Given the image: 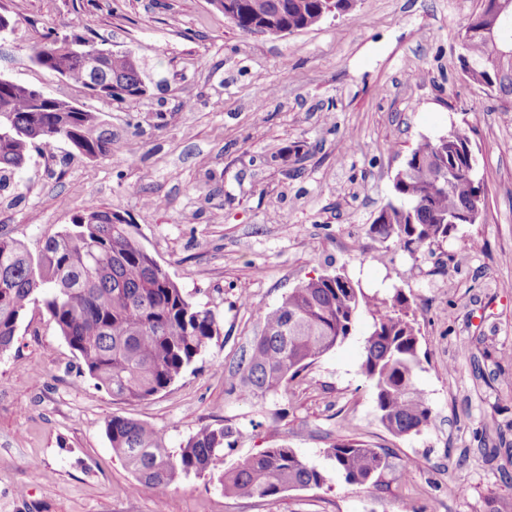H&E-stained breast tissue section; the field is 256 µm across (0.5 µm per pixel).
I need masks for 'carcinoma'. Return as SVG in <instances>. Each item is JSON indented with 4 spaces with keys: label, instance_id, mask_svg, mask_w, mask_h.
I'll return each mask as SVG.
<instances>
[{
    "label": "carcinoma",
    "instance_id": "carcinoma-1",
    "mask_svg": "<svg viewBox=\"0 0 512 512\" xmlns=\"http://www.w3.org/2000/svg\"><path fill=\"white\" fill-rule=\"evenodd\" d=\"M235 25L253 33L264 17L283 4L288 30L307 29L330 14H343L351 0H236ZM496 18L494 0H481L464 27L459 56L464 75L496 93L512 107V80L492 87L494 49L480 30ZM86 41L56 35L38 46L33 62L49 73L87 86L79 55ZM101 78L146 93L131 53L98 45ZM0 191L27 163L33 147L52 149L61 140L89 157L110 150L112 133L94 112H38L32 87L0 76ZM476 158L467 131L455 125L436 139L423 138L393 179V198L369 232L392 240L411 254L447 238L459 224L478 222L484 188L476 179ZM42 303L60 335L78 355L95 384L112 396L143 400L166 390L218 335L212 312L195 306L153 260L134 225L115 224L112 212L93 207L78 215L37 254L0 234V352L12 346L31 304ZM372 319L363 343L361 368L371 381L380 421L394 436L418 434L431 419L424 393L414 384L420 368L415 310L401 290L387 297L365 293L344 271L298 284L281 304L262 313L263 328L239 360L229 367L228 392L259 397L288 380L346 339L361 317ZM112 454L139 485L165 496L181 478L218 474L224 495L275 500L288 490L320 487L327 477L285 444L267 448L240 465L224 468V449L236 430L228 425L200 428L179 452L170 451L149 423L114 416L106 423ZM336 471L353 485H375L391 467L388 455L360 443L338 439L326 449Z\"/></svg>",
    "mask_w": 512,
    "mask_h": 512
}]
</instances>
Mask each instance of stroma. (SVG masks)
<instances>
[{
  "instance_id": "1",
  "label": "stroma",
  "mask_w": 512,
  "mask_h": 512,
  "mask_svg": "<svg viewBox=\"0 0 512 512\" xmlns=\"http://www.w3.org/2000/svg\"><path fill=\"white\" fill-rule=\"evenodd\" d=\"M480 0H355L279 37L247 34L211 0H0V75L95 112L105 155L68 142L33 150L0 194V232L38 252L88 207L136 224L148 253L220 329L165 391L124 401L83 375L43 305L0 354V512H512V110L461 72ZM133 52L144 96L99 99L47 73L52 33ZM465 128L485 203L412 255L369 226L422 138ZM345 268L366 293L400 289L416 312L415 384L432 410L419 434L380 422L361 371L367 323L279 391L227 394L224 375L262 309ZM148 422L178 451L202 425L234 427L233 467L285 443L326 471L278 499L225 497L189 476L164 499L113 456L106 423ZM385 451L378 485L347 484L337 437Z\"/></svg>"
}]
</instances>
